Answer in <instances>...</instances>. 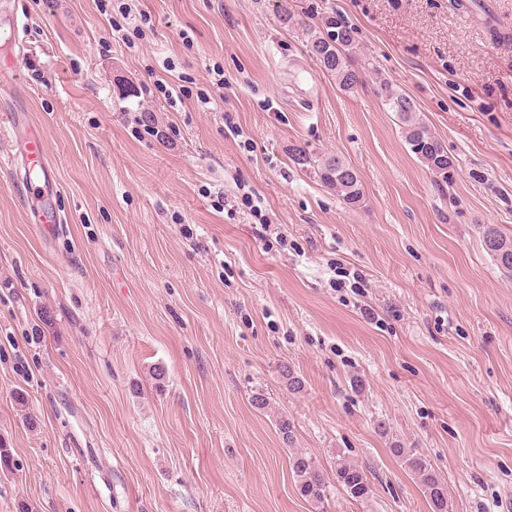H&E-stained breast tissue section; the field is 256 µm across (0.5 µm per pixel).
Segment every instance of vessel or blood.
Masks as SVG:
<instances>
[{
    "instance_id": "obj_1",
    "label": "vessel or blood",
    "mask_w": 512,
    "mask_h": 512,
    "mask_svg": "<svg viewBox=\"0 0 512 512\" xmlns=\"http://www.w3.org/2000/svg\"><path fill=\"white\" fill-rule=\"evenodd\" d=\"M25 25L16 13L0 11V39L9 44L25 42ZM0 135L18 145L8 162L26 199L40 203L41 208L30 215L34 224L53 225L61 217L55 207L58 187L46 142L41 134L30 132L28 118L15 107L0 108Z\"/></svg>"
}]
</instances>
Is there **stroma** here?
I'll return each mask as SVG.
<instances>
[{"label":"stroma","instance_id":"1","mask_svg":"<svg viewBox=\"0 0 512 512\" xmlns=\"http://www.w3.org/2000/svg\"><path fill=\"white\" fill-rule=\"evenodd\" d=\"M480 2L293 0L358 29L353 64L413 99L445 182L372 75L341 90L275 0H7L29 37L0 102L25 93L63 221L30 223L0 167V512H314L294 450L368 470L370 502L329 512H431L396 442L448 512H512V274L482 245L512 237V0ZM299 146L353 166L360 204ZM378 94L402 123V133L410 151L434 174L446 182L450 178L454 161L434 135L426 121L416 112L413 100L395 90L388 82L379 80ZM292 157L302 170L313 171V176L334 191L346 205L355 206L361 202L363 194L360 176L340 158H318L303 147L295 148ZM391 454L414 476L432 512L448 511V492L430 461L413 448L393 444Z\"/></svg>","mask_w":512,"mask_h":512}]
</instances>
